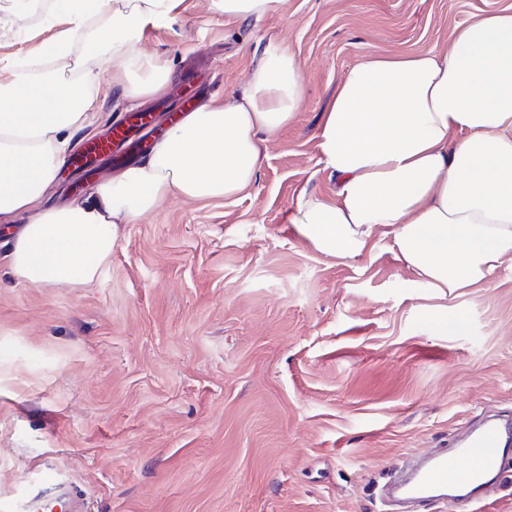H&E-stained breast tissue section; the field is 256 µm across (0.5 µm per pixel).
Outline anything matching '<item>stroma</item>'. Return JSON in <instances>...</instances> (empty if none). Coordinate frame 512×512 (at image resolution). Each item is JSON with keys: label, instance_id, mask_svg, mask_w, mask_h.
I'll return each mask as SVG.
<instances>
[{"label": "stroma", "instance_id": "35a3bbf8", "mask_svg": "<svg viewBox=\"0 0 512 512\" xmlns=\"http://www.w3.org/2000/svg\"><path fill=\"white\" fill-rule=\"evenodd\" d=\"M0 0V67L69 24L52 0ZM512 0H282L228 17L183 0L141 53L166 58V92L138 102L103 63L95 134L145 109L157 124L195 100L243 93L268 45L304 79L294 121L259 134L255 180L230 198L174 196L120 227L87 288L15 284L0 235V502L51 470L89 512H382L405 458L487 415L512 420V258L442 294L391 239L354 261L321 254L290 222L302 194L330 195L322 114L373 53L447 52L455 27ZM64 165L55 204L114 179ZM461 330H452V323Z\"/></svg>", "mask_w": 512, "mask_h": 512}]
</instances>
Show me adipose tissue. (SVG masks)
Returning <instances> with one entry per match:
<instances>
[{"instance_id":"obj_1","label":"adipose tissue","mask_w":512,"mask_h":512,"mask_svg":"<svg viewBox=\"0 0 512 512\" xmlns=\"http://www.w3.org/2000/svg\"><path fill=\"white\" fill-rule=\"evenodd\" d=\"M183 0H57L72 33L14 60L0 77V218H33L5 261L37 287L85 288L112 260L119 227L173 195H236L256 178L259 133L292 121L304 83L285 48L268 47L242 95L189 112L142 162L98 186L92 202L46 207L76 133H91L97 61L134 99L163 94L167 61L141 55L145 32ZM321 161L333 199L304 194L291 213L315 250L343 260L391 238L428 287L485 281L512 256V7L456 27L447 53L371 55L354 64L325 112Z\"/></svg>"}]
</instances>
